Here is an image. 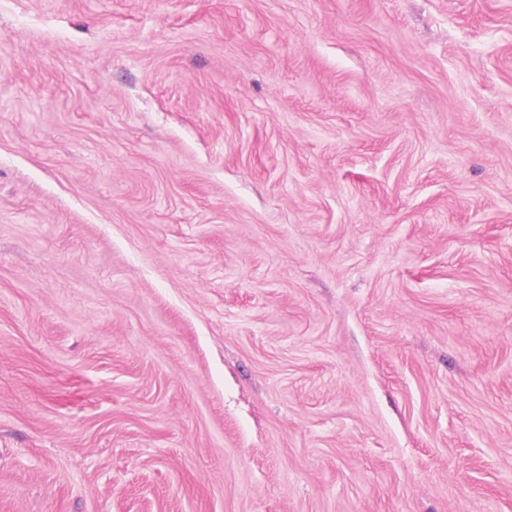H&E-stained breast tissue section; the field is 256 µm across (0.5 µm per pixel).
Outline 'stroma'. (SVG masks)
<instances>
[{
    "label": "stroma",
    "instance_id": "35a3bbf8",
    "mask_svg": "<svg viewBox=\"0 0 512 512\" xmlns=\"http://www.w3.org/2000/svg\"><path fill=\"white\" fill-rule=\"evenodd\" d=\"M0 512H512V0H0Z\"/></svg>",
    "mask_w": 512,
    "mask_h": 512
}]
</instances>
